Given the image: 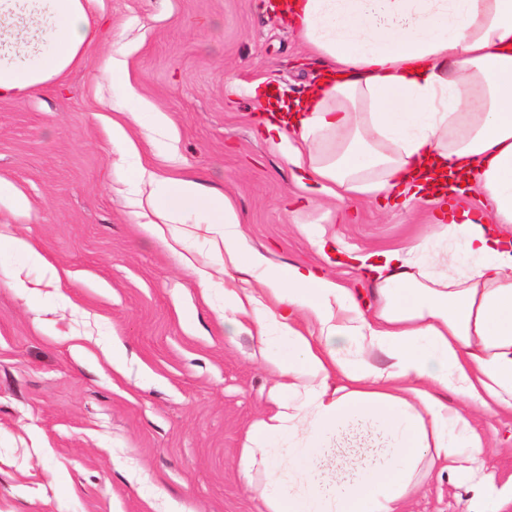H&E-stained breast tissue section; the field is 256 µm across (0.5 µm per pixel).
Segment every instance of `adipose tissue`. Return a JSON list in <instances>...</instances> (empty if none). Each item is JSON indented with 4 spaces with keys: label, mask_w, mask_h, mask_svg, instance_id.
<instances>
[{
    "label": "adipose tissue",
    "mask_w": 512,
    "mask_h": 512,
    "mask_svg": "<svg viewBox=\"0 0 512 512\" xmlns=\"http://www.w3.org/2000/svg\"><path fill=\"white\" fill-rule=\"evenodd\" d=\"M290 14L322 78L289 103L258 98L303 178L342 201L407 207L452 175L479 190L481 208L440 231L464 242L466 266L418 272L410 248L362 256L377 299L368 315L358 289L246 248L224 193L188 177L155 191L174 235L186 212L202 214L224 267L272 298L224 291L283 395L240 470L251 476L263 456L267 512H403L444 470L498 512L504 491L468 410L512 412V0H292ZM95 36L86 0H0V98L53 83Z\"/></svg>",
    "instance_id": "adipose-tissue-1"
}]
</instances>
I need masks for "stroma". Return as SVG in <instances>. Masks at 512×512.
I'll return each instance as SVG.
<instances>
[{
	"label": "stroma",
	"mask_w": 512,
	"mask_h": 512,
	"mask_svg": "<svg viewBox=\"0 0 512 512\" xmlns=\"http://www.w3.org/2000/svg\"><path fill=\"white\" fill-rule=\"evenodd\" d=\"M87 11L104 25L62 86L0 99V177L30 202L25 215L0 204V228L42 257L0 258V512H263L265 468L251 491L238 461L275 410L276 376L220 317L241 276L221 272L200 215L185 214L176 246L146 232L155 180L223 192L251 247L363 291L342 252L411 245L437 218L298 185L249 90L299 94L320 65L263 0H87ZM123 112L141 117L125 142L112 136ZM471 416L487 467L512 482V414ZM472 499L436 474L406 512H470Z\"/></svg>",
	"instance_id": "35a3bbf8"
}]
</instances>
